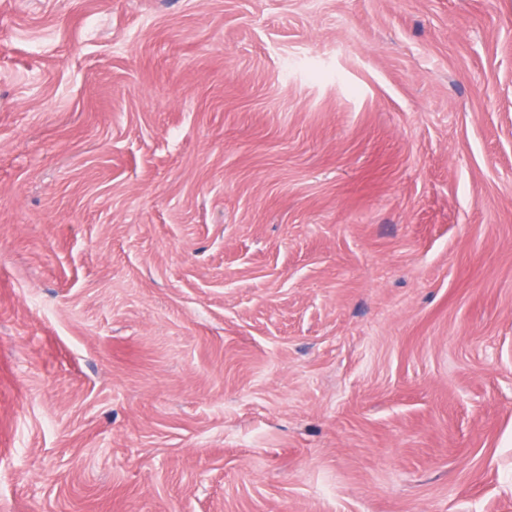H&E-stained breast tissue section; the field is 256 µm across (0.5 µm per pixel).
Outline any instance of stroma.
<instances>
[{
  "label": "stroma",
  "instance_id": "obj_1",
  "mask_svg": "<svg viewBox=\"0 0 512 512\" xmlns=\"http://www.w3.org/2000/svg\"><path fill=\"white\" fill-rule=\"evenodd\" d=\"M0 512H512V0H0Z\"/></svg>",
  "mask_w": 512,
  "mask_h": 512
}]
</instances>
